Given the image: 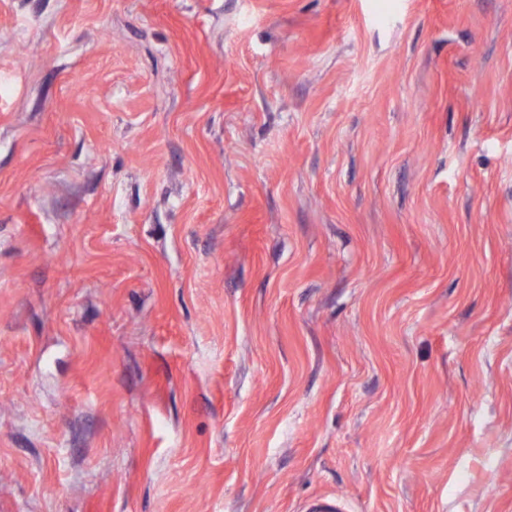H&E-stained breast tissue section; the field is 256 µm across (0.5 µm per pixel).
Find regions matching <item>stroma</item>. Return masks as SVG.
<instances>
[{
  "label": "stroma",
  "mask_w": 512,
  "mask_h": 512,
  "mask_svg": "<svg viewBox=\"0 0 512 512\" xmlns=\"http://www.w3.org/2000/svg\"><path fill=\"white\" fill-rule=\"evenodd\" d=\"M512 512V0H0V512Z\"/></svg>",
  "instance_id": "stroma-1"
}]
</instances>
